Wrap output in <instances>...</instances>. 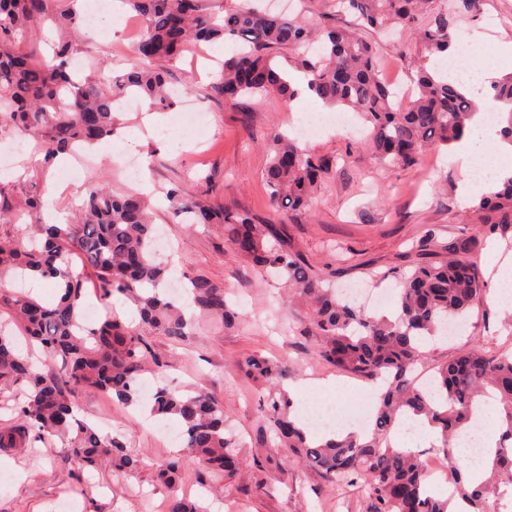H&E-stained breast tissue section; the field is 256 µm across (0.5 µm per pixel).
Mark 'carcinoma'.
Returning a JSON list of instances; mask_svg holds the SVG:
<instances>
[{"mask_svg":"<svg viewBox=\"0 0 512 512\" xmlns=\"http://www.w3.org/2000/svg\"><path fill=\"white\" fill-rule=\"evenodd\" d=\"M336 2L354 17L350 26L319 29L310 18L273 15L250 2L224 6L219 21L211 12V0H122L127 11L142 19L144 31L133 44L126 72L108 87L71 67L83 39L80 0H0V130L37 138L48 164L60 153L72 154L113 136L119 126L114 102L120 97L138 94L154 106H169L173 97L166 63L189 44L230 37L239 51L224 59L216 74L210 86L215 98L276 92L293 99L298 91L274 64L277 54L291 52L297 67L310 76L308 88L324 105L350 109L370 124L363 147L380 163L412 168L427 151L462 140L483 88L423 66L413 78L414 99L401 108L380 79L378 43L372 34L399 27L408 34L398 47L402 56L417 49L442 57L456 38L458 20L480 12L483 0H453L450 8L442 0ZM47 21L59 33L51 58L34 45L26 53L15 51L18 35ZM492 91L503 106L501 135L512 142V76L497 80ZM332 167L333 159L274 131L267 144L265 181L276 210L290 213L307 207ZM167 198L182 223L224 225L229 251L284 280L291 301L306 310L320 361L369 382L385 381L371 437L351 434L315 444L292 419L287 398L279 392L283 364L242 356L239 371L267 386L264 407L273 422L272 441L290 460L320 470L331 484L362 485L364 512H453L458 498L468 512H499L489 498L501 483L512 481V353L460 350L437 367L436 394L418 384L416 371L424 361L421 346L426 339L465 317L482 292L474 254L487 238L506 233L512 225V177L480 196L475 211L481 226L475 233L443 244L424 240L417 246L400 273L394 320L368 316L327 287L331 273L314 268L294 251L281 225L257 224L246 213L207 205L180 187L170 189ZM27 207L38 243L28 247L21 238H0V282L9 275L38 278L51 283L57 297L46 303L0 291V316L7 315L0 319V395L14 388L23 394L11 406V416L0 418V448L25 452L37 443L51 447L60 442L80 472L102 466L136 471L142 458L79 418V396L102 394L126 407L139 403V376L147 368L145 333L175 339L187 335L183 306L164 291L167 267L153 248L152 207L136 193L113 192L104 180L89 190L69 224L43 221L35 181L29 185ZM77 259L81 272L74 267ZM87 273L101 299L118 293L137 306L140 328L127 326L110 312L95 324H84ZM191 294L192 305L224 327L238 320L224 287L193 278ZM17 328L29 345L41 349L40 362L17 346ZM482 396L499 401L507 429L496 447L485 451L489 475L473 484V465L455 448V440L469 428ZM150 414L177 419L186 450L152 462L156 481L177 487L190 461L217 487L235 478L240 443L215 397L202 390L159 386ZM407 416H423L436 430L439 445L433 450L457 474L448 493L433 489L422 453L393 447L391 433ZM166 512L207 509L175 495Z\"/></svg>","mask_w":512,"mask_h":512,"instance_id":"1","label":"carcinoma"}]
</instances>
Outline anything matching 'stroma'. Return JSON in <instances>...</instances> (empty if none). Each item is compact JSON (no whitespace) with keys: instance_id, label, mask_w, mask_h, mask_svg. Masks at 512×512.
<instances>
[{"instance_id":"obj_1","label":"stroma","mask_w":512,"mask_h":512,"mask_svg":"<svg viewBox=\"0 0 512 512\" xmlns=\"http://www.w3.org/2000/svg\"><path fill=\"white\" fill-rule=\"evenodd\" d=\"M490 14L502 19L497 29L486 24ZM459 37L477 47L475 62L492 61L499 43L512 41V0H485L482 15L461 24ZM128 45L124 28L107 20L99 32L84 35L80 57L108 83L124 73ZM223 57L224 46L216 43L189 48L169 63L174 85L190 75L196 89L185 102L158 111V124L146 123L140 101L122 116L121 135L141 141L140 182L153 190L158 233L171 245L163 260L177 272L223 286L241 314L230 329L193 314L189 336L179 341L152 336L151 351L169 364L164 385L200 387L215 396L242 439L243 474L225 485L222 494L206 495L211 506L219 512H363L360 488L328 483L320 470L289 462L284 453L264 447L262 439L271 429L262 406L264 389L241 375L236 363L246 353L279 359L288 371L287 382L309 385L305 394L293 397L294 406L318 412L370 400L368 382L318 361L305 314L287 302L283 281L266 277L245 259L226 256L222 230L180 223L162 191L182 184L206 204L283 224L292 248L315 268L335 271L337 288L373 286L392 297L399 291L395 269L406 265L425 234L434 233L444 242L460 232H474L477 215L472 204L458 199L462 172L454 151L428 152L410 169L383 166L356 147L366 124L355 114L350 126H326L303 139V146L334 158L335 164L308 207L278 216L264 179L269 137L275 130L299 131L310 116L329 109L315 101L294 112L274 92L258 101L213 98L208 87ZM125 153L122 146L91 151V166L65 180L59 168L39 170L38 151L30 149L28 163L0 161V197L25 210V187L34 176L48 194L49 209L70 212L94 179H110L118 193L130 188L122 171ZM482 275L486 294L466 316L460 333L427 345L426 366L443 363L465 347L512 352V329L502 322L505 310L490 295L493 275L487 269ZM80 405L88 421L110 423V435L149 457L172 455L179 445L173 437L181 429L177 421L162 428L148 414L92 393L82 395ZM0 457L8 462L0 472L10 478L0 486V512H163L172 494L148 467L131 473L106 467L73 479L74 465L60 445Z\"/></svg>"}]
</instances>
